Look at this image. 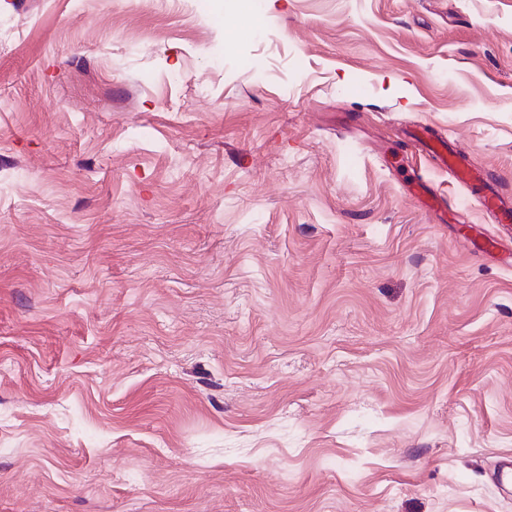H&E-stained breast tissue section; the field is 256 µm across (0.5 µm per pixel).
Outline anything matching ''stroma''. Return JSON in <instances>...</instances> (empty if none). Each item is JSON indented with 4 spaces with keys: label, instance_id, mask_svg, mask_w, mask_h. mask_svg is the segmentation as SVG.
<instances>
[{
    "label": "stroma",
    "instance_id": "1",
    "mask_svg": "<svg viewBox=\"0 0 512 512\" xmlns=\"http://www.w3.org/2000/svg\"><path fill=\"white\" fill-rule=\"evenodd\" d=\"M418 126L512 197V0H0V512H512V247Z\"/></svg>",
    "mask_w": 512,
    "mask_h": 512
}]
</instances>
